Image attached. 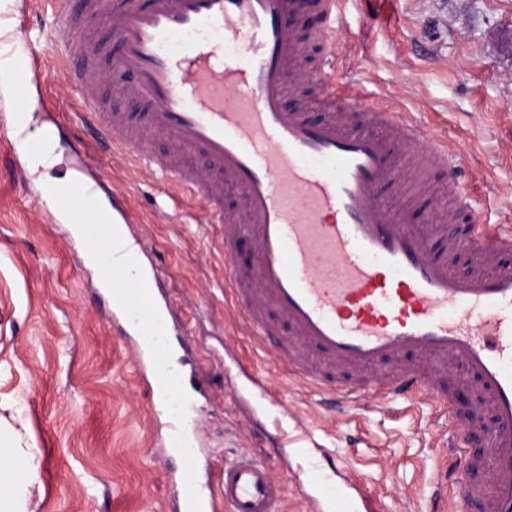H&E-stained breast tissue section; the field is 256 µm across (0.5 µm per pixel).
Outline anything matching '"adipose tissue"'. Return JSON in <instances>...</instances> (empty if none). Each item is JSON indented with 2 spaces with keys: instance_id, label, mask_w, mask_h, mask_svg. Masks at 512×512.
<instances>
[{
  "instance_id": "adipose-tissue-1",
  "label": "adipose tissue",
  "mask_w": 512,
  "mask_h": 512,
  "mask_svg": "<svg viewBox=\"0 0 512 512\" xmlns=\"http://www.w3.org/2000/svg\"><path fill=\"white\" fill-rule=\"evenodd\" d=\"M39 455L29 419L0 417V512H37L43 497Z\"/></svg>"
}]
</instances>
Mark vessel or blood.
Returning a JSON list of instances; mask_svg holds the SVG:
<instances>
[{
  "label": "vessel or blood",
  "instance_id": "obj_1",
  "mask_svg": "<svg viewBox=\"0 0 512 512\" xmlns=\"http://www.w3.org/2000/svg\"><path fill=\"white\" fill-rule=\"evenodd\" d=\"M338 0H49L60 73L75 91L84 124L105 133L138 168L201 200L209 223L224 227L225 278L260 344L303 384L347 399L367 389L381 398L452 404L455 388L484 394L492 409L487 481L457 482L462 508L512 512V226L486 223L460 181V164L440 137L404 112L336 78ZM323 25L305 43L301 9ZM104 17L118 50L98 43L88 18ZM237 55L224 56V44ZM318 49L320 108L288 94L304 86L302 59ZM44 63L26 39L14 60L18 101ZM142 104L112 112L100 84ZM163 138L169 154L155 153ZM207 164L195 165L197 156ZM439 171L447 200L429 195L424 174ZM239 191L240 211L224 206ZM426 205L441 223L417 226ZM253 238L252 274L233 263V246ZM470 267L458 274L460 255ZM137 363L155 408H164L149 345L137 336ZM464 367L456 386L439 373ZM456 459L473 430L454 416ZM327 491L329 512H349L369 494L357 480ZM282 487L253 454L225 464L219 492L202 512H282Z\"/></svg>",
  "mask_w": 512,
  "mask_h": 512
}]
</instances>
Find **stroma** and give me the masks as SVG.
<instances>
[{
    "label": "stroma",
    "instance_id": "35a3bbf8",
    "mask_svg": "<svg viewBox=\"0 0 512 512\" xmlns=\"http://www.w3.org/2000/svg\"><path fill=\"white\" fill-rule=\"evenodd\" d=\"M337 26L339 71L448 145L465 141L473 205L490 223L512 225V0H341ZM31 95L41 102L35 125L58 129L61 160L48 176L94 175L105 197L132 210L131 236L160 268L177 363L193 387L187 411L200 423L201 488L217 485L225 459L250 451L281 484L283 512H312L306 493L320 473L363 479L373 512H429L449 416L430 402L370 395L340 414L332 397L294 381L234 305L219 225L196 202L164 206L176 186L82 124L53 62ZM134 354L80 240L54 220L25 157L0 141V397L37 437L38 512H171L182 464ZM325 451L335 468L323 467Z\"/></svg>",
    "mask_w": 512,
    "mask_h": 512
}]
</instances>
